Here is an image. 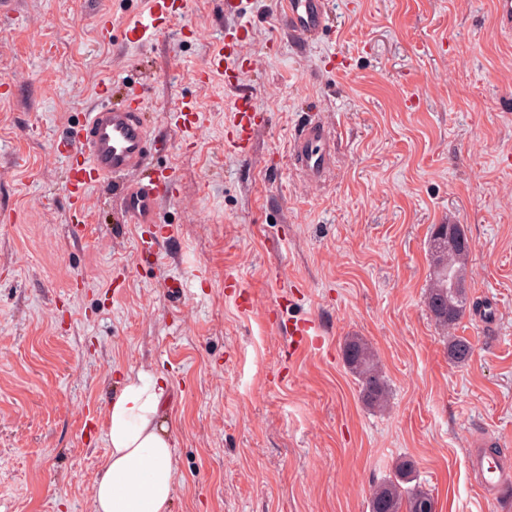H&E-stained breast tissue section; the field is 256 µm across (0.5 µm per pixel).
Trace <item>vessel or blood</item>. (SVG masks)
<instances>
[{
    "label": "vessel or blood",
    "mask_w": 512,
    "mask_h": 512,
    "mask_svg": "<svg viewBox=\"0 0 512 512\" xmlns=\"http://www.w3.org/2000/svg\"><path fill=\"white\" fill-rule=\"evenodd\" d=\"M243 2L224 0L225 13L236 16L238 22L228 28L227 39L219 42L214 54L199 70L201 80H209L215 74L224 76L229 83L238 80L237 46L250 30L249 22L244 19ZM147 3L146 12L126 28L131 44L142 45L161 35L172 16L184 14L188 9V0H147ZM282 22L293 39L304 43L316 40L329 26L324 0H285ZM97 88L99 103L73 127L69 138L57 143L53 150L54 157L66 163L65 191L70 221L76 225L86 223L92 188L118 183L127 223L138 225L147 233L148 238L142 243L143 253H155L157 243L150 235L160 222L161 205L175 195V177L150 166L159 142L145 118L140 90L127 88L116 93L111 83L105 81L98 83ZM267 120V113L257 108L252 96L240 93L226 131V148L240 158H250L254 134ZM333 143L328 127L319 118H308L295 130L290 151L298 161L299 172L309 182L317 183L325 177ZM285 332L294 349L303 350L315 336L316 325L310 320L294 321ZM484 446V439L474 440L467 461L470 470L479 477L480 491L493 497L512 474L487 456Z\"/></svg>",
    "instance_id": "obj_1"
}]
</instances>
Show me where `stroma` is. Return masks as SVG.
<instances>
[{
  "mask_svg": "<svg viewBox=\"0 0 512 512\" xmlns=\"http://www.w3.org/2000/svg\"><path fill=\"white\" fill-rule=\"evenodd\" d=\"M245 7L235 87L196 79L224 0H191L138 49L122 29L141 0H12L0 15V512H91L107 448L84 412L142 370L167 384L172 512H369L402 458L436 512H512V483L486 498L466 463L495 434L512 471V31L494 0H325L333 26L302 46L284 0ZM110 78L143 85L169 133L150 163L177 177L160 209L173 233L149 258L110 188L72 228L48 157ZM241 89L268 115L247 160L224 146ZM310 101L335 143L316 185L289 150ZM186 102L205 117L188 143L164 121ZM437 224L472 243L462 365L425 305ZM309 318L317 345L289 352L280 325ZM351 336L379 358L384 406L360 397Z\"/></svg>",
  "mask_w": 512,
  "mask_h": 512,
  "instance_id": "stroma-1",
  "label": "stroma"
}]
</instances>
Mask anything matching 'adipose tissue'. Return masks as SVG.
<instances>
[{
	"instance_id": "ef3b65f1",
	"label": "adipose tissue",
	"mask_w": 512,
	"mask_h": 512,
	"mask_svg": "<svg viewBox=\"0 0 512 512\" xmlns=\"http://www.w3.org/2000/svg\"><path fill=\"white\" fill-rule=\"evenodd\" d=\"M164 380L127 377L106 410L108 451L100 465L92 512H171L174 438L161 413Z\"/></svg>"
}]
</instances>
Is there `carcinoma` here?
Returning a JSON list of instances; mask_svg holds the SVG:
<instances>
[{
    "label": "carcinoma",
    "mask_w": 512,
    "mask_h": 512,
    "mask_svg": "<svg viewBox=\"0 0 512 512\" xmlns=\"http://www.w3.org/2000/svg\"><path fill=\"white\" fill-rule=\"evenodd\" d=\"M472 249L455 246L448 252L431 257L430 285L426 307L435 324L446 332L456 329L469 304L467 280ZM471 343L462 336L448 341V360L464 364L472 356ZM345 363L359 377L363 400L369 405L386 401L388 387L378 366L375 353L362 339L348 338L343 347ZM413 463L400 461L393 478L376 485L370 496V512H435L433 497L412 482Z\"/></svg>",
    "instance_id": "cac0c4a2"
}]
</instances>
